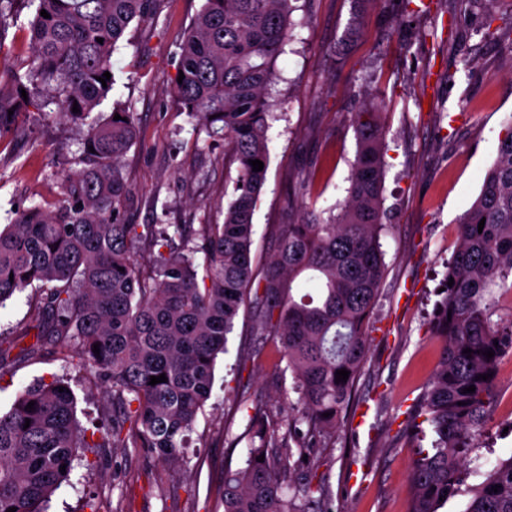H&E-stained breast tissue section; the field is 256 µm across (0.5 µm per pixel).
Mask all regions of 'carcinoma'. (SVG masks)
Returning a JSON list of instances; mask_svg holds the SVG:
<instances>
[{"instance_id":"cac0c4a2","label":"carcinoma","mask_w":512,"mask_h":512,"mask_svg":"<svg viewBox=\"0 0 512 512\" xmlns=\"http://www.w3.org/2000/svg\"><path fill=\"white\" fill-rule=\"evenodd\" d=\"M33 4L26 69L0 68V133L41 97L86 130L81 167L61 174L58 202L20 211L0 228V307L28 288L46 289L27 352L50 341L65 363L93 372L112 391V419L94 441L77 420L70 379L26 386L0 411V512H47L81 448H138L177 465L211 397L216 359L247 303L257 310L254 335L278 337L302 411L280 435L262 404L253 405L244 463L224 474V512H332L324 484L295 481L290 459L292 444L311 451L332 436L366 356V328L385 274L380 113L371 105L355 113L357 149L337 213L308 211L284 225L259 277L251 260L253 217L267 170L253 171L250 161L268 163L272 104L265 90L291 37L293 0H205L181 43L184 79L171 94L210 136L224 140V156L237 171L224 223L200 225L202 244L193 247L181 224L140 232L126 223L122 162L135 142L134 114L117 106L105 119H89L112 91L113 80L98 78L112 72L116 44L134 19L151 15L154 0H0V50L8 20ZM450 278L431 322L444 350L407 412L412 431L423 433L426 423L435 436L431 447L416 451L407 512H440L465 494L471 476L478 483L464 512H512V456L485 473L475 445L490 415L499 361L512 355V320H493L494 290L512 286V126L459 224ZM488 350L495 352L490 359ZM341 369L349 377L338 383ZM160 374L167 381L150 384ZM471 385L475 392H463Z\"/></svg>"}]
</instances>
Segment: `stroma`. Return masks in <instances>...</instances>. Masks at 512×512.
Listing matches in <instances>:
<instances>
[{
  "label": "stroma",
  "mask_w": 512,
  "mask_h": 512,
  "mask_svg": "<svg viewBox=\"0 0 512 512\" xmlns=\"http://www.w3.org/2000/svg\"><path fill=\"white\" fill-rule=\"evenodd\" d=\"M203 0H155L147 20L132 22L112 58L115 84L101 107L133 112L138 135L126 153L131 224H220L232 198L235 167L224 142L170 96L180 44ZM291 40L268 88V169L254 213L252 258L264 267L280 225L304 210L344 200L355 157L354 114L374 102L386 124L381 234L386 273L372 320L369 349L352 410L341 415L318 468L297 466L299 482L322 478L333 512H406L416 440L406 413L429 383L442 350L429 319L443 297L445 264L459 224L512 126V0H297ZM361 34L345 36L352 26ZM83 145L77 125L54 104L29 106L0 134V224L16 210L49 207L58 176L77 169ZM43 297L28 289L0 308V336L32 323ZM254 314L242 312L215 368L212 396L174 470L151 466L135 448H91L75 462L48 512H224V472L245 453L254 402L279 430L300 406L293 378L274 339L252 335ZM68 375L77 416L103 424L112 397L94 373L55 355L25 361L0 376V409L34 380ZM366 412L365 426L356 415ZM485 464L512 454V356L503 357L491 413L478 439Z\"/></svg>",
  "instance_id": "stroma-1"
}]
</instances>
